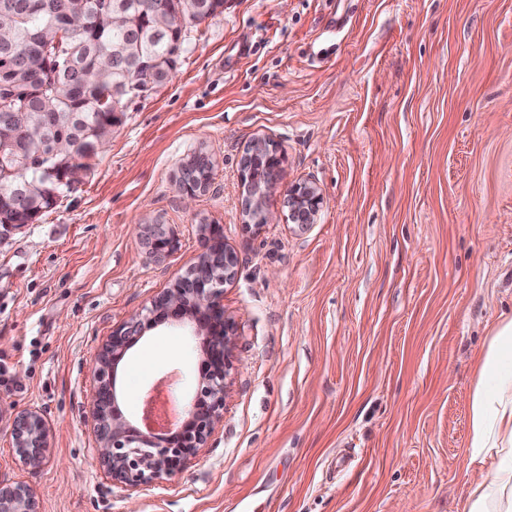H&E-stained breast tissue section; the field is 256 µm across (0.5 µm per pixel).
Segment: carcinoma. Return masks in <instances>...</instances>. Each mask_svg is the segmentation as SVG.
<instances>
[{
  "label": "carcinoma",
  "instance_id": "carcinoma-1",
  "mask_svg": "<svg viewBox=\"0 0 512 512\" xmlns=\"http://www.w3.org/2000/svg\"><path fill=\"white\" fill-rule=\"evenodd\" d=\"M126 15L116 27L97 23L91 15L81 28L71 29L65 43L67 59L55 61L44 55L69 17L71 0H0L13 17V37L0 43V129L8 141L0 146L17 156L48 152L53 145L67 147V161L86 159L112 121L111 110L101 105L102 92L87 73L109 60V89L115 104L124 107L128 86L136 82L163 85L176 69L175 50L186 46L187 27L222 12L224 0H197L190 10H180V0H110ZM172 14L167 28L158 26L159 12ZM43 129L40 140L28 132L32 125ZM27 169L14 178L0 205L3 220L30 224L50 207L51 192L67 193L66 184L34 177Z\"/></svg>",
  "mask_w": 512,
  "mask_h": 512
}]
</instances>
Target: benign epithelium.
Returning a JSON list of instances; mask_svg holds the SVG:
<instances>
[{
	"label": "benign epithelium",
	"instance_id": "7a95c632",
	"mask_svg": "<svg viewBox=\"0 0 512 512\" xmlns=\"http://www.w3.org/2000/svg\"><path fill=\"white\" fill-rule=\"evenodd\" d=\"M34 167L54 180L71 185L79 182L84 169L33 164L19 158L12 168L2 166L0 199L7 187L5 177ZM190 166L181 169L182 193L191 201L205 191L208 183L187 181ZM286 176L282 156L264 138L250 142L240 158V181L244 191L245 224L260 227L282 221L301 227L316 221L322 196L313 182L296 183L288 190L283 209L270 210L267 193ZM144 239L155 254L170 250L172 241L159 224L141 225ZM221 274L217 277L191 273L174 281L150 305L121 323L99 351L93 368L92 401L89 418L96 436L93 455L112 483L130 492L152 487L182 472L199 450L206 446L216 426L224 419V392L227 371L232 364V322L224 316V286L235 277L237 257L224 244L218 252ZM189 323L193 335L202 338L205 359L200 365L201 387L185 404V419L164 434L149 433L129 422L118 404L117 372L147 331L164 324ZM13 443L21 461L37 468L46 459L50 428L38 411L27 409L13 424ZM0 512H36L31 488L24 483H0Z\"/></svg>",
	"mask_w": 512,
	"mask_h": 512
}]
</instances>
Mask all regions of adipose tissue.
<instances>
[{
	"label": "adipose tissue",
	"instance_id": "adipose-tissue-1",
	"mask_svg": "<svg viewBox=\"0 0 512 512\" xmlns=\"http://www.w3.org/2000/svg\"><path fill=\"white\" fill-rule=\"evenodd\" d=\"M465 457L479 478L457 512H512V316L493 326L477 355Z\"/></svg>",
	"mask_w": 512,
	"mask_h": 512
}]
</instances>
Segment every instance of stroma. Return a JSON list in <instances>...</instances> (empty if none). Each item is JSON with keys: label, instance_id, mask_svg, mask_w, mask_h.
Returning <instances> with one entry per match:
<instances>
[{"label": "stroma", "instance_id": "obj_1", "mask_svg": "<svg viewBox=\"0 0 512 512\" xmlns=\"http://www.w3.org/2000/svg\"><path fill=\"white\" fill-rule=\"evenodd\" d=\"M268 138L314 224H243L239 160ZM206 153L193 201L180 167ZM164 225L171 251L141 233ZM220 225L238 257L224 422L176 476L129 500L92 457L84 416L98 348L184 275ZM512 312V0H224L187 30L162 86L127 99L80 183L0 238V481L38 512H456L474 360ZM199 343L149 330L118 370L120 407ZM38 410L47 463L11 426ZM13 444L21 461L38 468L46 459L50 428L37 410L27 409L20 413L13 424Z\"/></svg>", "mask_w": 512, "mask_h": 512}]
</instances>
